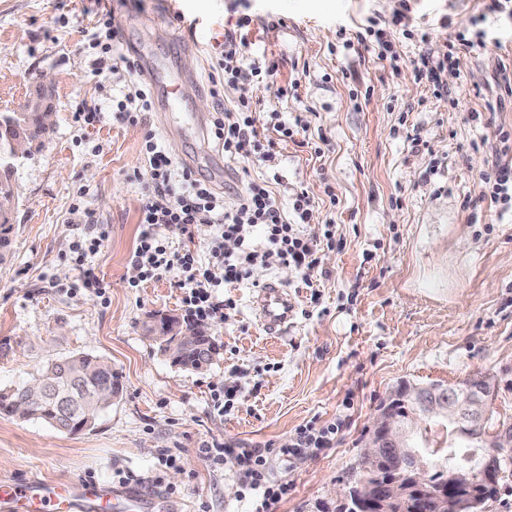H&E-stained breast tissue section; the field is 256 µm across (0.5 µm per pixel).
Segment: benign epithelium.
<instances>
[{
  "label": "benign epithelium",
  "mask_w": 512,
  "mask_h": 512,
  "mask_svg": "<svg viewBox=\"0 0 512 512\" xmlns=\"http://www.w3.org/2000/svg\"><path fill=\"white\" fill-rule=\"evenodd\" d=\"M25 107L42 113L46 128L53 125L50 106L39 98ZM415 408L405 417H397L389 405L378 408L370 435L364 445V460L377 462L387 455L395 463V474L384 477L376 472L359 495L358 512H391L402 506L416 489L427 490L437 499L439 512H472L478 505V489L498 487L505 473L512 469V422L483 434L480 430L484 409L493 394L491 382L476 375L456 387L412 386ZM438 418L448 427V435L477 440L487 448L486 461L471 475L462 467L448 469L445 482L427 478L425 457L410 440L420 425Z\"/></svg>",
  "instance_id": "obj_1"
}]
</instances>
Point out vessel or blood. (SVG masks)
Wrapping results in <instances>:
<instances>
[{
    "mask_svg": "<svg viewBox=\"0 0 512 512\" xmlns=\"http://www.w3.org/2000/svg\"><path fill=\"white\" fill-rule=\"evenodd\" d=\"M138 69L157 87L160 112L176 110L191 88L190 82L172 74L164 63L148 55H140ZM253 308L259 321L274 333L287 327L295 305L284 288L278 283L269 282L259 290ZM103 503L104 495L97 485L0 482V504L12 510L25 505L33 507L35 512H47L48 508L63 504L69 512H74L78 505L84 504L96 512Z\"/></svg>",
    "mask_w": 512,
    "mask_h": 512,
    "instance_id": "obj_1",
    "label": "vessel or blood"
}]
</instances>
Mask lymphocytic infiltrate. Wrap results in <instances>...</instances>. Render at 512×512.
Here are the masks:
<instances>
[{"label":"lymphocytic infiltrate","instance_id":"1","mask_svg":"<svg viewBox=\"0 0 512 512\" xmlns=\"http://www.w3.org/2000/svg\"><path fill=\"white\" fill-rule=\"evenodd\" d=\"M249 19H242L240 30L225 35L224 50L217 67L225 82L251 84L276 73L278 66L268 61L259 65L243 62L242 49L247 44L245 30ZM484 31L474 36L459 33L442 47H430L427 34H419L426 50L420 58L416 77L428 86L434 96H445L441 74L452 64L460 52L483 47ZM126 88L112 98V109L120 117L135 119L152 108L151 92L137 79L133 61L123 62ZM218 105L212 120L211 133L222 144L225 156L245 162L259 161L267 168H275L277 153L274 141H262L258 130L257 108L248 93H241L233 107L221 105V90H214ZM143 154L152 169V181L141 196V222L144 229L131 256L133 270L130 287L154 281L168 273H175L176 286L183 292V308L189 322L209 324L224 321L226 313L235 309L233 298L223 291L248 279L254 265L288 266L310 275L321 274L319 257L321 245L336 242L334 223L322 225L320 235L307 233L302 225L314 204L308 190L301 186L290 188L295 221L284 216L274 189L277 177L267 175L248 179L236 206L225 209L224 199L207 180L195 172L178 167L174 158L162 149L154 134H147ZM76 223L84 232L74 240L66 255L82 276L73 284V291L85 290L95 297L106 294L102 279L89 265L108 240L109 225L95 221L92 213L73 207ZM214 226L215 235L208 245L207 257H200L197 249L184 246L172 248L171 233L184 238L194 236L198 225ZM262 229V238H255V229ZM200 456L213 465L231 464L239 473L247 491L261 502L260 512H277V505L288 493L286 484L271 483L268 478L267 457L264 452L224 447L222 442L203 444Z\"/></svg>","mask_w":512,"mask_h":512}]
</instances>
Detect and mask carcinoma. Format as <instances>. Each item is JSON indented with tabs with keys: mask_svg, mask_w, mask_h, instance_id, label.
Masks as SVG:
<instances>
[{
	"mask_svg": "<svg viewBox=\"0 0 512 512\" xmlns=\"http://www.w3.org/2000/svg\"><path fill=\"white\" fill-rule=\"evenodd\" d=\"M17 157L0 153V197L15 198L11 173ZM14 211L0 210V263L13 233ZM198 353L191 348H179L169 355L172 363L195 367ZM43 386L33 394L28 385L0 388V415L22 420H39L54 428L71 433L93 425L100 414L111 406L106 398L122 390L120 376L112 365L100 357L76 354L47 363L38 373ZM435 465L443 469L460 465L472 472L479 463L454 448H445L436 456Z\"/></svg>",
	"mask_w": 512,
	"mask_h": 512,
	"instance_id": "cac0c4a2",
	"label": "carcinoma"
}]
</instances>
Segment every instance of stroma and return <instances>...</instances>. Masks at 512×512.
<instances>
[{"label":"stroma","mask_w":512,"mask_h":512,"mask_svg":"<svg viewBox=\"0 0 512 512\" xmlns=\"http://www.w3.org/2000/svg\"><path fill=\"white\" fill-rule=\"evenodd\" d=\"M401 1L168 0L161 14L156 0H111L117 53L145 43L159 58L175 57L180 75L201 87L160 124L150 112L135 123L113 117L120 78L93 45L105 32L96 0H0V112L18 111L46 76L54 112L51 130L11 175L18 205L0 265V387L76 353L111 362L123 385L96 424L76 434L0 416V480L93 482L141 494L160 512H255L235 468L210 465L201 443L277 450L300 426L337 421L330 447L291 459L275 453L268 463L271 480L288 486L278 512H339L376 410L399 381L452 385L488 374L495 418H512V209L491 203L482 181L497 125L512 126V0L491 14L484 0H405L436 47L485 18V48L460 53L439 99L416 77L422 44L391 23ZM243 16L252 28L245 62L278 65L251 86L262 120L301 123L310 139L279 145L282 208H291L288 188L308 187L316 204L307 231L335 222L337 243L322 248L327 276L316 282L292 268L254 266L228 291L235 310L209 326L219 355L190 369L154 339L155 316L184 315L174 274L128 285L151 181L142 145L152 131L173 157L196 154L190 118L214 106L209 31L232 29ZM386 43L395 59H381ZM287 82L297 90L276 98ZM97 107L101 123L76 121V112ZM318 140L319 156L311 147ZM478 142L485 148L477 152ZM82 186L84 207L111 227L91 259L110 285L105 305L65 291L79 277L64 254L78 234L69 209ZM328 187L336 206L323 201ZM269 281L296 305L274 336L252 305ZM223 385L237 395L220 411L210 393ZM165 452L173 466L162 465Z\"/></svg>","instance_id":"stroma-1"}]
</instances>
